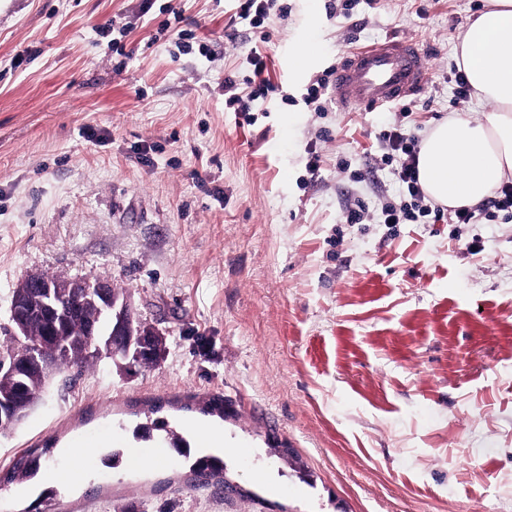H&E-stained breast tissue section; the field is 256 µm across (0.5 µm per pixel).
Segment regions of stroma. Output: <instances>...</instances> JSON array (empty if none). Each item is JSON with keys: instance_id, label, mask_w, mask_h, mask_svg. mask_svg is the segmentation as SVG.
<instances>
[{"instance_id": "stroma-1", "label": "stroma", "mask_w": 512, "mask_h": 512, "mask_svg": "<svg viewBox=\"0 0 512 512\" xmlns=\"http://www.w3.org/2000/svg\"><path fill=\"white\" fill-rule=\"evenodd\" d=\"M280 3L260 43L234 0H0V328L43 273L111 282L166 342L153 366L52 374L0 432V512H512V222L380 223L403 194L378 141L398 112L303 100L349 38H408L426 136L490 0ZM254 46L277 89L237 112L224 80L251 77ZM358 200L370 217L347 223ZM213 399L223 482L127 464L151 405L180 431ZM116 426L117 466L65 454ZM46 444L63 481L22 499L3 476Z\"/></svg>"}]
</instances>
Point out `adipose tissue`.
Instances as JSON below:
<instances>
[{"mask_svg":"<svg viewBox=\"0 0 512 512\" xmlns=\"http://www.w3.org/2000/svg\"><path fill=\"white\" fill-rule=\"evenodd\" d=\"M455 60L477 101L493 102L484 120L452 115L422 141L419 180L442 205H480L512 175V0L491 6L470 22Z\"/></svg>","mask_w":512,"mask_h":512,"instance_id":"adipose-tissue-1","label":"adipose tissue"}]
</instances>
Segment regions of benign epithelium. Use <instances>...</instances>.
<instances>
[{"instance_id":"7a95c632","label":"benign epithelium","mask_w":512,"mask_h":512,"mask_svg":"<svg viewBox=\"0 0 512 512\" xmlns=\"http://www.w3.org/2000/svg\"><path fill=\"white\" fill-rule=\"evenodd\" d=\"M31 295L17 294L10 304V334L15 339V347L9 359L0 361V374L22 362L33 365L43 374L50 372L53 359L68 352V346L61 337L66 335L68 325L78 318V312L62 307L69 294L70 282L50 280L41 274H31L25 278ZM87 300L106 318L109 330L103 331L97 324L90 325L85 332V353L97 359H113L118 355L132 356L144 363L149 354V346L156 340L158 333L142 324L133 315L126 295H118L108 281L96 280L84 282ZM35 316L52 319L51 333L56 336L50 345L32 348L23 342L28 335L31 319ZM29 408L16 407L9 398L0 397V426L17 425Z\"/></svg>"}]
</instances>
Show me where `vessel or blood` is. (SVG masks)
<instances>
[{
	"label": "vessel or blood",
	"mask_w": 512,
	"mask_h": 512,
	"mask_svg": "<svg viewBox=\"0 0 512 512\" xmlns=\"http://www.w3.org/2000/svg\"><path fill=\"white\" fill-rule=\"evenodd\" d=\"M428 73L427 59L415 41L386 39L354 47L336 67V99L343 107L397 104L415 95Z\"/></svg>",
	"instance_id": "1"
}]
</instances>
